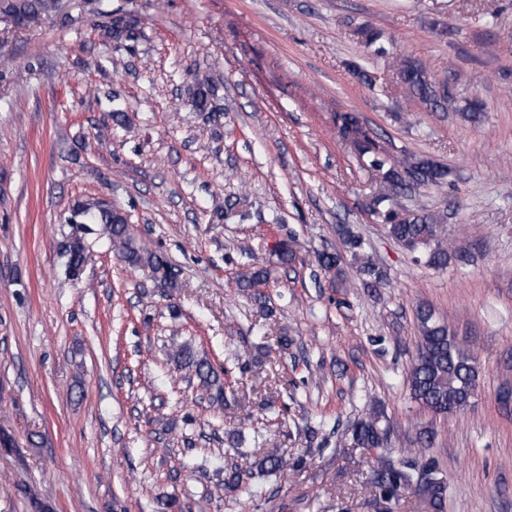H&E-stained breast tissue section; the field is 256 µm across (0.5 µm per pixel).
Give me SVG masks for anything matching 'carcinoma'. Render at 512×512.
<instances>
[{
	"label": "carcinoma",
	"mask_w": 512,
	"mask_h": 512,
	"mask_svg": "<svg viewBox=\"0 0 512 512\" xmlns=\"http://www.w3.org/2000/svg\"><path fill=\"white\" fill-rule=\"evenodd\" d=\"M58 0H0V13L19 20H35L57 8ZM125 28L117 21L98 27V35L104 42L119 40ZM397 77L410 94L426 106L437 109L448 103V87H438L430 81L423 68L416 62L404 59L395 62ZM341 133L351 139L360 156L368 159L369 166L383 172V192L373 200L370 212L384 224L388 234L411 253L427 257V263L435 268L448 265L450 253L442 238L440 221L420 210L400 208L394 200L406 189L405 177L413 176L417 186L439 185L448 178V168L430 158H414L396 163L378 149L375 140L352 114L341 117ZM73 222L101 224L108 233L112 247L118 250L131 265L145 263L156 269L168 268L164 256L138 248L131 226L124 213L100 202L79 203L73 208ZM344 244L355 265V273L365 288H376L386 280L385 271L362 253L361 240L347 233ZM88 254L80 241H75L69 252L67 274L76 277L82 271ZM318 265L343 275L344 256L341 252L322 251L317 254ZM268 278V271L256 267L241 276V287L254 288ZM419 341L415 357L407 377L411 398L431 413L446 417L463 409L474 395L478 377V361L474 354L462 347L451 335L448 326L435 316L428 306L416 309ZM185 365L194 369L203 386L221 395L224 383L205 359H197L187 349L178 353ZM350 447L377 451L389 447V432L382 425L381 414L372 409L349 429ZM283 467L282 455L274 448L256 463L261 473L272 474ZM246 484L244 474L236 469L225 471L224 489L238 492ZM370 484L374 488L375 512H392V505L405 491H412L425 500L432 512H445L447 483L432 459L417 456L408 449L392 459L377 457L372 468Z\"/></svg>",
	"instance_id": "obj_1"
}]
</instances>
